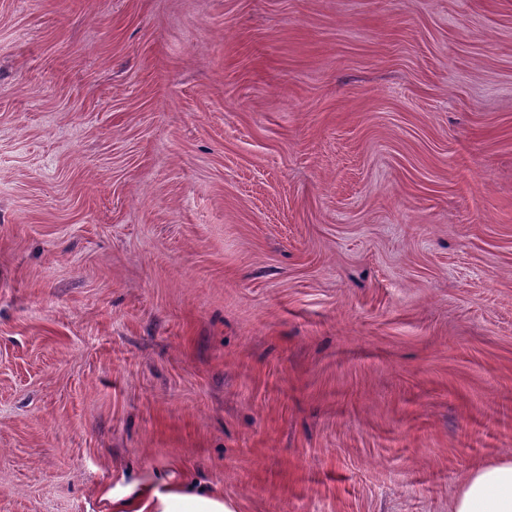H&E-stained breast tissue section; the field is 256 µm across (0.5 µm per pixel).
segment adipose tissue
Segmentation results:
<instances>
[{
  "label": "adipose tissue",
  "mask_w": 512,
  "mask_h": 512,
  "mask_svg": "<svg viewBox=\"0 0 512 512\" xmlns=\"http://www.w3.org/2000/svg\"><path fill=\"white\" fill-rule=\"evenodd\" d=\"M122 512H225L221 501L194 486L161 496L139 491ZM453 512H512V460L481 465L470 471L457 494Z\"/></svg>",
  "instance_id": "1"
}]
</instances>
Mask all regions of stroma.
Instances as JSON below:
<instances>
[{
  "mask_svg": "<svg viewBox=\"0 0 512 512\" xmlns=\"http://www.w3.org/2000/svg\"><path fill=\"white\" fill-rule=\"evenodd\" d=\"M507 457L512 0H0V512Z\"/></svg>",
  "mask_w": 512,
  "mask_h": 512,
  "instance_id": "35a3bbf8",
  "label": "stroma"
}]
</instances>
